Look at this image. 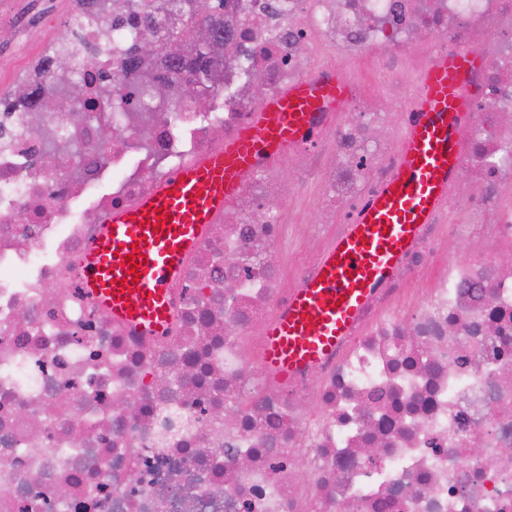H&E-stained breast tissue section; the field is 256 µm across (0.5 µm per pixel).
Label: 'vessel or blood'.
Listing matches in <instances>:
<instances>
[{
    "instance_id": "1",
    "label": "vessel or blood",
    "mask_w": 512,
    "mask_h": 512,
    "mask_svg": "<svg viewBox=\"0 0 512 512\" xmlns=\"http://www.w3.org/2000/svg\"><path fill=\"white\" fill-rule=\"evenodd\" d=\"M479 62L472 49L437 55L415 97L416 119L398 166L357 220L324 248L312 273L263 327L262 362L281 382L320 366L353 336L377 288L417 243L448 196L460 164L462 118ZM340 76L306 79L262 101L222 149L184 165L135 205L113 210L80 257L81 286L113 321L164 336L174 282L202 232L222 215L260 162L283 157L315 116L349 95Z\"/></svg>"
}]
</instances>
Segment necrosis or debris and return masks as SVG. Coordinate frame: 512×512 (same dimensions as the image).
<instances>
[{
    "label": "necrosis or debris",
    "instance_id": "1",
    "mask_svg": "<svg viewBox=\"0 0 512 512\" xmlns=\"http://www.w3.org/2000/svg\"><path fill=\"white\" fill-rule=\"evenodd\" d=\"M166 5L62 20L97 48L80 106L111 141L67 112L0 111V512H512V0H227L238 38L205 110L123 111L139 81L117 65L127 11ZM451 47L483 58L463 215L448 198L336 355L275 380L263 326L314 267L286 265L292 213L317 211L319 251L353 221L397 166L429 56ZM329 70L350 98L291 148L292 186L261 164L248 205L204 230L165 336L114 323L78 268L103 220L223 147L255 77L276 93ZM374 71L404 90L383 139ZM471 237L480 254L456 257Z\"/></svg>",
    "mask_w": 512,
    "mask_h": 512
}]
</instances>
